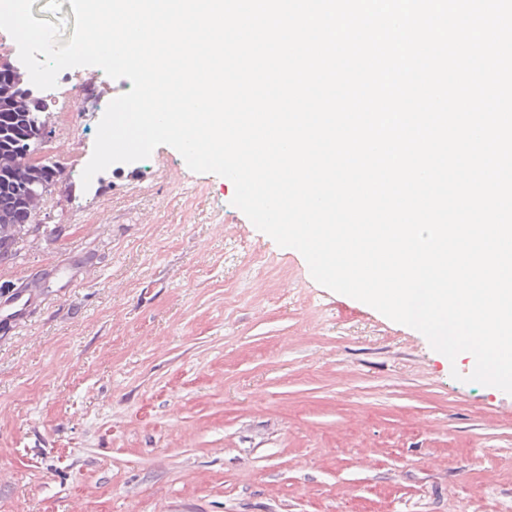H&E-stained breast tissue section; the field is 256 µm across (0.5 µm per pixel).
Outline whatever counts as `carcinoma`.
Returning a JSON list of instances; mask_svg holds the SVG:
<instances>
[{"label": "carcinoma", "instance_id": "1", "mask_svg": "<svg viewBox=\"0 0 512 512\" xmlns=\"http://www.w3.org/2000/svg\"><path fill=\"white\" fill-rule=\"evenodd\" d=\"M51 101L26 86L24 72L10 55H0V226L19 228L33 224L61 181V170L46 160L31 178L18 175L17 162L41 149L49 137L46 116Z\"/></svg>", "mask_w": 512, "mask_h": 512}]
</instances>
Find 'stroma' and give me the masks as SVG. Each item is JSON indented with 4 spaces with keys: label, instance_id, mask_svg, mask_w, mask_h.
Listing matches in <instances>:
<instances>
[{
    "label": "stroma",
    "instance_id": "1",
    "mask_svg": "<svg viewBox=\"0 0 512 512\" xmlns=\"http://www.w3.org/2000/svg\"><path fill=\"white\" fill-rule=\"evenodd\" d=\"M0 260V512H512V394L333 292L177 150L81 174Z\"/></svg>",
    "mask_w": 512,
    "mask_h": 512
}]
</instances>
